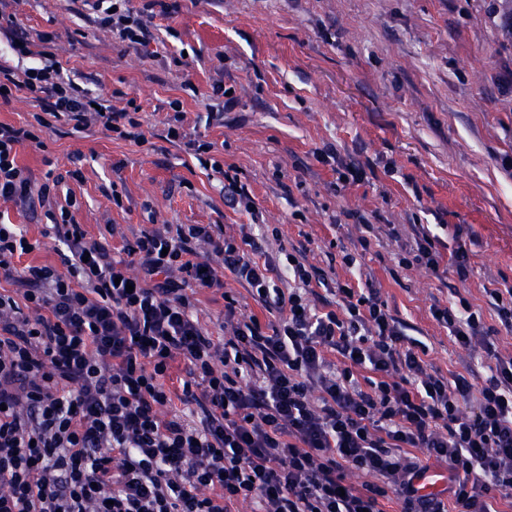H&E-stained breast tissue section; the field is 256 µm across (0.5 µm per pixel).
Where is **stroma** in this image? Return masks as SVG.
<instances>
[{"label": "stroma", "instance_id": "obj_1", "mask_svg": "<svg viewBox=\"0 0 512 512\" xmlns=\"http://www.w3.org/2000/svg\"><path fill=\"white\" fill-rule=\"evenodd\" d=\"M155 18L148 52L128 48L95 23L90 0H20V26L54 36L50 52L81 86L135 101L145 141L120 140L101 123L83 130L57 123L39 143L18 146L35 184L47 172L77 170L49 206L0 213L36 249L17 266L58 263V240L42 236L47 208L74 195L72 213L90 237L112 249L143 229L209 224L239 236L241 225L264 247L305 255L338 279L375 288L408 334L428 346L443 374L471 370L478 380L494 360L482 344L466 350L431 318L435 301L459 288L473 307L489 290L512 285V36L500 28L503 0H177ZM192 82L197 96L185 91ZM235 107L220 125L207 120L215 82ZM181 101L191 137L212 142L219 170L202 169L166 138L171 101ZM336 149L334 162L315 151ZM364 167V181L335 191L336 169ZM233 165L255 213L225 205L222 167ZM374 226L366 232L357 215ZM442 242V255L465 248L470 275L459 282L399 265L419 229ZM369 236L362 251L358 240ZM355 262L345 266L343 258ZM241 311L259 307L232 275L223 290L200 294L198 316L214 340L228 337L224 297Z\"/></svg>", "mask_w": 512, "mask_h": 512}]
</instances>
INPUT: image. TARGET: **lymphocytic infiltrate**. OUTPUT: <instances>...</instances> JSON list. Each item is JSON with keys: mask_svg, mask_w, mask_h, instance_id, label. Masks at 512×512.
Returning <instances> with one entry per match:
<instances>
[{"mask_svg": "<svg viewBox=\"0 0 512 512\" xmlns=\"http://www.w3.org/2000/svg\"><path fill=\"white\" fill-rule=\"evenodd\" d=\"M15 2L0 0V35L23 60L53 36L20 28ZM95 2L100 26L135 50L149 45V14ZM19 92L34 126L79 130L96 113L118 137L143 138L133 110L60 65L0 64V100ZM34 126L0 123V202L23 213L50 193L18 162ZM45 217L63 245L56 266L17 267L34 245L0 224V280L16 287L0 291V512H234L247 500L260 512H386L394 497L401 512H499L512 498V355L480 384L444 377L371 289L340 282L334 302L314 308L306 296L330 285L325 272L290 253L293 284L280 287L275 258L248 233L144 229L118 260L68 209ZM201 242L220 266L198 259ZM227 273L274 319L225 295L233 329L217 344L193 293L223 287ZM430 315L465 349L492 334L464 297ZM414 448L445 466L447 497L421 494ZM351 471L366 482L349 484Z\"/></svg>", "mask_w": 512, "mask_h": 512, "instance_id": "obj_1", "label": "lymphocytic infiltrate"}]
</instances>
